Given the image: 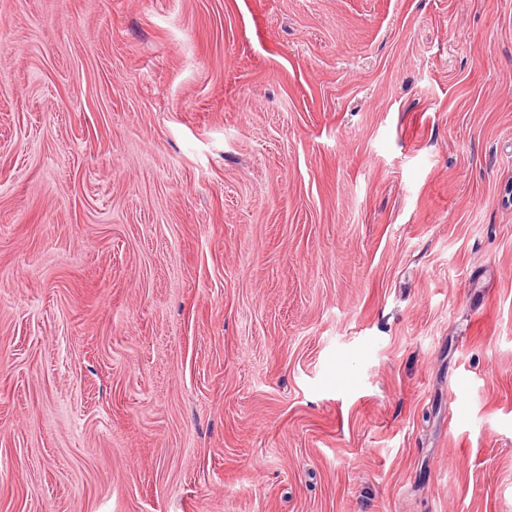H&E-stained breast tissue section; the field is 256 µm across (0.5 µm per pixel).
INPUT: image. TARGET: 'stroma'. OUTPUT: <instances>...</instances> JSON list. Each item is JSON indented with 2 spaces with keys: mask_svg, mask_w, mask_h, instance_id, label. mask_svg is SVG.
I'll return each instance as SVG.
<instances>
[{
  "mask_svg": "<svg viewBox=\"0 0 512 512\" xmlns=\"http://www.w3.org/2000/svg\"><path fill=\"white\" fill-rule=\"evenodd\" d=\"M0 512H512V0H0Z\"/></svg>",
  "mask_w": 512,
  "mask_h": 512,
  "instance_id": "1",
  "label": "stroma"
}]
</instances>
